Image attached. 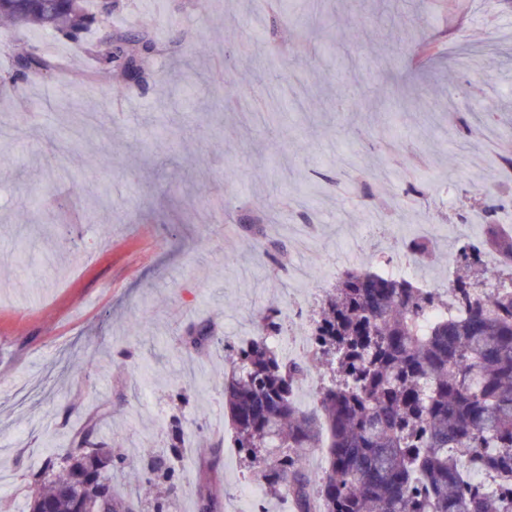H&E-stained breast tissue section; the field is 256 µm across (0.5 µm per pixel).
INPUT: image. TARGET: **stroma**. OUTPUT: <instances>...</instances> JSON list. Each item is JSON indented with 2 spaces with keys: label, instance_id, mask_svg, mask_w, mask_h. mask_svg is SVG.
Masks as SVG:
<instances>
[{
  "label": "stroma",
  "instance_id": "35a3bbf8",
  "mask_svg": "<svg viewBox=\"0 0 512 512\" xmlns=\"http://www.w3.org/2000/svg\"><path fill=\"white\" fill-rule=\"evenodd\" d=\"M380 8L338 0L328 29L307 0H113L78 42L0 23V254L24 259L0 266V512H26L31 472L94 417L96 441L131 462L112 475L117 492L196 512L200 470L230 425L225 341L251 337L271 304L311 320L338 266L369 269L428 224L439 254L417 277L444 285L458 247L483 233L460 220L488 196L512 199V9L413 0L383 27ZM142 33L159 54L143 83L116 84L94 47ZM396 41L407 49L389 55ZM465 46L471 66L449 62ZM31 51L65 72L13 79ZM296 54L305 67H289ZM188 64L200 85L164 100ZM265 67L303 88L270 124L253 79ZM223 81L239 94L227 105L207 89ZM486 102L497 139L477 124L449 135L454 114ZM409 180L426 197L404 195ZM267 214L297 278L254 259L240 230ZM198 324L211 342L185 349ZM154 455L179 475L177 498L135 483ZM222 458L224 512H251L248 461Z\"/></svg>",
  "mask_w": 512,
  "mask_h": 512
}]
</instances>
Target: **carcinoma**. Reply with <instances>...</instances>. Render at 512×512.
Here are the masks:
<instances>
[{
    "instance_id": "1",
    "label": "carcinoma",
    "mask_w": 512,
    "mask_h": 512,
    "mask_svg": "<svg viewBox=\"0 0 512 512\" xmlns=\"http://www.w3.org/2000/svg\"><path fill=\"white\" fill-rule=\"evenodd\" d=\"M94 19L87 0H0V20L35 26L78 41ZM157 52L147 34L107 38L96 50L115 79L145 70ZM56 59L29 52L16 58V77L50 73ZM480 215L482 244L494 256H512V232ZM424 263L434 252L428 235L405 245ZM453 299L432 317L437 295L405 276L346 269L326 295L312 326V363L325 369L314 404L299 407L295 382L308 362L285 360L275 337L282 325L270 305L255 335L228 355L224 406L236 447L252 464L253 481L275 487L292 512H512L491 483L471 491L472 448L484 449V467L512 483V270L497 274L486 299H471L470 274L450 280ZM189 346L211 337L206 325L188 330ZM97 422L72 439L63 466L49 459L32 475L40 485L28 512H137V502L112 490V472L127 457L93 442ZM328 436L325 469L306 467L309 449ZM163 475L170 490L178 477L159 457L135 473L139 483ZM196 512H224L208 478L197 485Z\"/></svg>"
}]
</instances>
